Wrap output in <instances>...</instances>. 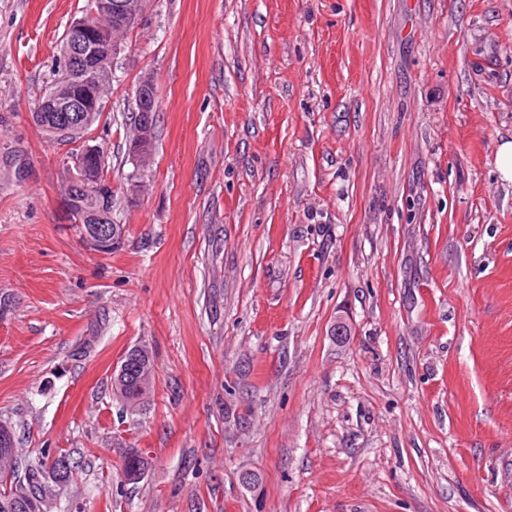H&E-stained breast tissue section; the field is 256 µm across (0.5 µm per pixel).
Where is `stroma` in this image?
<instances>
[{
	"label": "stroma",
	"mask_w": 512,
	"mask_h": 512,
	"mask_svg": "<svg viewBox=\"0 0 512 512\" xmlns=\"http://www.w3.org/2000/svg\"><path fill=\"white\" fill-rule=\"evenodd\" d=\"M83 4L0 0V422L80 466L43 512H512V0H151L89 134L109 253L32 119ZM155 89L154 79L150 76L143 78L136 89V102L139 107V112H142L140 116L144 124H150L153 120V102L156 110ZM104 222L97 215L85 218L86 227H82V241L91 250L106 253L122 241V228L118 224H98ZM113 225V226H112ZM139 367L134 374L114 373L112 386L115 394L130 406H138L150 393L149 374L151 370V358L149 353L138 352L136 358Z\"/></svg>",
	"instance_id": "1"
}]
</instances>
